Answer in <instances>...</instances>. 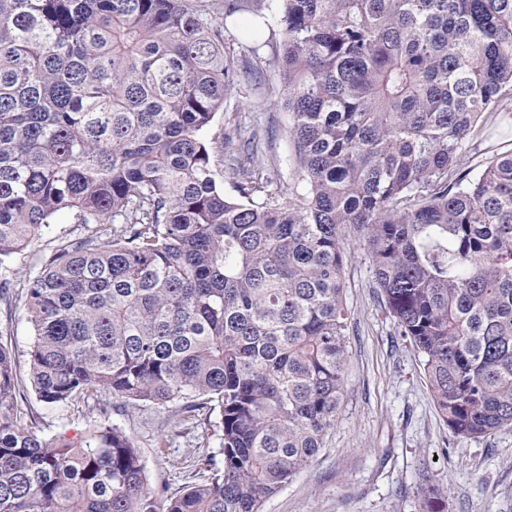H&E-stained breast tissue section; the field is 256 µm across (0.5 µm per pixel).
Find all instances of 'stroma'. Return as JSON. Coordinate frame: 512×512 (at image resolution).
<instances>
[{
  "label": "stroma",
  "mask_w": 512,
  "mask_h": 512,
  "mask_svg": "<svg viewBox=\"0 0 512 512\" xmlns=\"http://www.w3.org/2000/svg\"><path fill=\"white\" fill-rule=\"evenodd\" d=\"M257 23L252 38L235 20L226 22L224 44L231 58L249 60L257 74L241 78L228 92L207 138L216 180L228 190L233 178L222 137L238 124L257 132V162L269 175V193L281 196L298 188L290 118L274 66L282 26L272 8ZM510 143L512 126L490 115L465 159L478 166ZM86 231L81 224L51 225L0 264V277L14 283L9 300H0V346L16 361L18 403L30 425L46 437L78 443L99 427H120L137 446L150 488L170 498L203 482L208 459L220 457L205 409L190 412L181 402L120 407L108 394L49 407L31 384L33 329L22 282L39 273L59 246ZM344 280L349 320L336 421L315 459L265 501L261 512H430V484L438 489L443 512H512V428L481 439L450 432L431 400L423 358L386 310L366 250L353 234L345 241Z\"/></svg>",
  "instance_id": "35a3bbf8"
}]
</instances>
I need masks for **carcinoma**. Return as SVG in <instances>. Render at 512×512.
I'll return each instance as SVG.
<instances>
[{
  "label": "carcinoma",
  "mask_w": 512,
  "mask_h": 512,
  "mask_svg": "<svg viewBox=\"0 0 512 512\" xmlns=\"http://www.w3.org/2000/svg\"><path fill=\"white\" fill-rule=\"evenodd\" d=\"M302 193L257 134L204 137L242 74L226 19L264 0H0V263L106 224L28 281L29 374L60 406L193 398L222 465L174 497L133 440L44 437L0 347V512H260L323 447L343 384L345 230L456 436L512 427V149L463 150L512 104V0H278Z\"/></svg>",
  "instance_id": "obj_1"
}]
</instances>
